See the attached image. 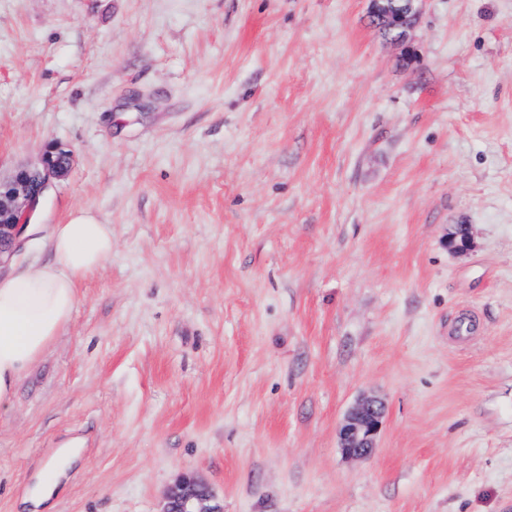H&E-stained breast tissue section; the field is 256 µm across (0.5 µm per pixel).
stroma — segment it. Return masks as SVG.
I'll list each match as a JSON object with an SVG mask.
<instances>
[{
    "instance_id": "1",
    "label": "stroma",
    "mask_w": 512,
    "mask_h": 512,
    "mask_svg": "<svg viewBox=\"0 0 512 512\" xmlns=\"http://www.w3.org/2000/svg\"><path fill=\"white\" fill-rule=\"evenodd\" d=\"M0 0V180L112 255L0 417V512H512V0ZM468 225L471 245L449 243ZM385 415L374 454L339 429ZM418 0H372V17L374 23L386 30L394 40L404 38L406 32L413 26H407L408 16L415 19L418 10L415 2ZM71 162L68 152L47 149L40 165L20 169L8 181H0V267L19 248L27 219L50 182L63 176ZM384 418V406L376 399L364 398L349 412L341 428L342 447L351 458L371 456ZM160 512H223V506L205 484L183 476L168 490Z\"/></svg>"
}]
</instances>
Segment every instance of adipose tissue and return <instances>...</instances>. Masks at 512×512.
I'll return each mask as SVG.
<instances>
[{
    "instance_id": "adipose-tissue-1",
    "label": "adipose tissue",
    "mask_w": 512,
    "mask_h": 512,
    "mask_svg": "<svg viewBox=\"0 0 512 512\" xmlns=\"http://www.w3.org/2000/svg\"><path fill=\"white\" fill-rule=\"evenodd\" d=\"M44 267L0 276V416L11 411L20 378L69 324L77 287L112 254V227L84 210L56 225Z\"/></svg>"
}]
</instances>
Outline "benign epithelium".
I'll return each mask as SVG.
<instances>
[{
  "instance_id": "obj_1",
  "label": "benign epithelium",
  "mask_w": 512,
  "mask_h": 512,
  "mask_svg": "<svg viewBox=\"0 0 512 512\" xmlns=\"http://www.w3.org/2000/svg\"><path fill=\"white\" fill-rule=\"evenodd\" d=\"M417 0H372L374 23L395 40L404 38L410 27L407 17H418ZM72 162L71 155L58 149L46 150L40 165L18 170L11 179L0 181V265L19 248L27 219L52 180L63 176ZM384 418V406L364 398L349 412L341 428L342 447L351 458L371 456ZM161 512H223L209 488L192 476H183L166 495Z\"/></svg>"
}]
</instances>
